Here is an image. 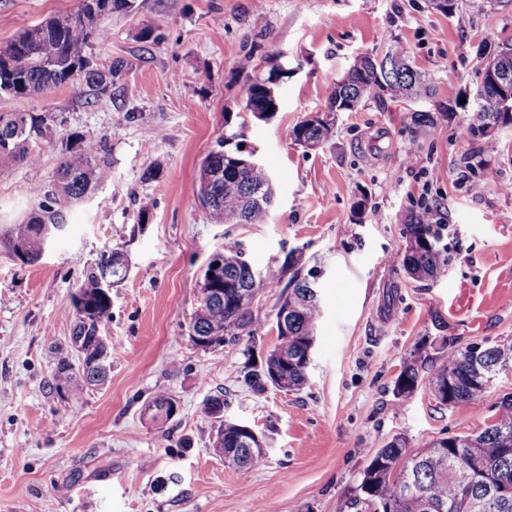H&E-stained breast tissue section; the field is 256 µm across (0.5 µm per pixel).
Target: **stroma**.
<instances>
[{"mask_svg":"<svg viewBox=\"0 0 512 512\" xmlns=\"http://www.w3.org/2000/svg\"><path fill=\"white\" fill-rule=\"evenodd\" d=\"M78 0H0V48L24 29L74 11ZM92 52L120 59L123 77L99 97L64 85L34 98L0 94V115L48 117L56 140L37 168L0 171V512H348L363 470L401 436L408 451L484 429L512 369L496 374L479 408L439 407L425 388L398 399L403 364L441 344L512 340V127L495 153L461 130L478 112V72L512 41V2L496 14L447 16L427 0H137L101 22ZM152 28L158 42L141 38ZM409 49L435 95L368 99L336 117L316 149L296 124L324 111L330 86L354 57ZM275 77L279 106L260 121L246 110L250 77ZM455 107L425 133L415 111ZM72 132L105 138L112 181L68 211L66 230L32 264L14 253L13 228L42 198ZM253 153L276 198L263 223L219 224L196 204L199 167L218 139ZM160 170L146 182L143 172ZM485 183L482 195L470 192ZM366 191L371 213L353 205ZM436 207L447 228L436 246L442 276L420 282L400 265L406 217ZM254 268L298 254L321 318L307 383L296 393L256 392L249 357L274 348L282 291L262 292L253 335L203 350L188 339L197 284L227 241ZM121 250L125 278L110 290L107 382L79 398L46 388L70 351L65 311L103 252ZM159 392L179 404L166 423L142 416ZM264 437V464L248 471L215 455L206 399Z\"/></svg>","mask_w":512,"mask_h":512,"instance_id":"1","label":"stroma"}]
</instances>
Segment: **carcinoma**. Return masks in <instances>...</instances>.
Masks as SVG:
<instances>
[{
	"label": "carcinoma",
	"mask_w": 512,
	"mask_h": 512,
	"mask_svg": "<svg viewBox=\"0 0 512 512\" xmlns=\"http://www.w3.org/2000/svg\"><path fill=\"white\" fill-rule=\"evenodd\" d=\"M106 36L100 18L85 0L65 15L24 29L0 50V93L30 98L68 84H84L99 94L106 93L125 69L116 59L108 65L94 63L88 50ZM272 78L254 81L247 87V99L261 109H278ZM367 87V97L382 100H411L432 95L431 85L415 68L410 52L392 38L382 55H358L345 75L333 82L327 99L330 112H352L361 98L358 88ZM481 111L466 132L484 144L496 143V136L483 126L501 123L512 126V99L500 101L497 90L484 87ZM334 123L309 119L293 129L294 140L312 149L325 144ZM52 137L44 116L24 112L0 116V171L15 165L34 167L39 160V143ZM65 144L51 189L32 208L27 220L15 228L14 251L22 261L38 260L44 251V231L67 226V209L86 198L99 186L112 181V163L102 140L71 136ZM275 194L272 178L263 165H253L241 150H224V142L202 161L196 202L210 206L213 218L221 224H259ZM409 244L401 265L407 275L420 280L436 279L448 266V258L435 246L433 225L420 211L410 215L405 225ZM223 262L221 288L224 303L197 299L191 314L189 332L196 336H222L237 340L253 334L256 322L252 309L240 305L238 289L260 293L280 287L282 274L262 272L255 278L251 263L239 244H224V252L211 263ZM126 272L124 254L114 249L101 254L86 275L79 293L84 307L72 303L73 357H60L49 381L57 392L98 386L108 374L109 348L102 329L112 318L109 293L101 284L120 281ZM288 294L280 307L288 311V367L279 364L278 348L269 351L260 364L246 366L244 382L263 392L272 387L295 392L306 383L302 360L314 339L320 317V302L306 280L293 278L286 284ZM512 367V340L493 344H469L440 348L428 376L421 375L416 361L406 363L394 382V392L406 398L423 385L437 404L454 407L479 405L473 384L487 386L497 372ZM205 412L217 422L216 436L222 447L218 456L233 455L247 469L262 465L266 455L251 451L252 436L246 425L224 419V398L213 396L204 404ZM358 494L347 503L353 512H512V396L500 402L495 419L482 431L443 437L410 453L406 442L395 438L380 448L361 474Z\"/></svg>",
	"instance_id": "cac0c4a2"
}]
</instances>
